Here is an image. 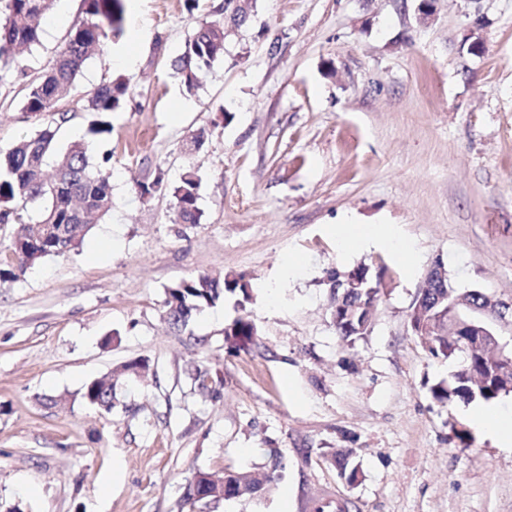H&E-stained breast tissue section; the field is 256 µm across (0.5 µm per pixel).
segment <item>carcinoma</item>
<instances>
[{
	"mask_svg": "<svg viewBox=\"0 0 512 512\" xmlns=\"http://www.w3.org/2000/svg\"><path fill=\"white\" fill-rule=\"evenodd\" d=\"M85 18L69 33L64 45L56 53L51 68L36 79H29L27 65L14 58L13 49L33 50L41 44L40 20L53 11L55 0H0V62L7 59L17 75L25 80L22 109L28 113L55 114L57 104L74 89L77 76L85 62L103 51L105 41L122 35L126 19V0H82ZM224 59V21L205 23L186 39L182 52L171 62V69L182 89L195 93L206 81L214 65ZM128 93V82L122 76L109 78L83 98L82 111L96 116L89 133L101 138L112 134V125L106 117L120 109ZM57 126L50 121L30 135L19 140L5 155L0 156V223L18 224L11 238L13 262L0 268V280H16L28 267L49 256H61L76 250L94 227V220L102 219L112 207L111 172L103 164L94 167L89 161L85 143H72L57 160L55 174L47 179L43 174L45 157L55 146ZM201 179L190 169L180 181L170 187L176 200V220L182 224H198ZM40 203L36 218L26 222L16 211V205ZM242 292L243 299L251 298L247 285L236 279H213L207 275L184 278L167 288L166 315L170 325L186 326L189 319L207 307L215 305L228 293ZM456 297L453 288H428L422 293L421 303L429 317L434 319L429 353L434 357L457 356L461 365L457 378L434 384L432 397L446 403L454 398L466 401L491 402L512 393L505 381L491 380L481 390L473 391L464 378L483 374L484 359L462 349L463 337L448 335V325L438 319L433 310L436 302L448 303ZM370 327L363 318L341 325L337 330L344 341L351 342L367 334ZM253 324L238 318L226 339L239 345L252 341ZM83 398L92 406L112 412V380L95 379L89 382ZM353 450L340 448L332 460L340 478L356 482L358 465L352 462ZM281 468L277 455H272L270 471L263 480L250 472L224 473V478L201 472L195 486H187L183 501L193 505L202 500L220 501L269 492L279 478Z\"/></svg>",
	"mask_w": 512,
	"mask_h": 512,
	"instance_id": "1",
	"label": "carcinoma"
}]
</instances>
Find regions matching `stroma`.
<instances>
[{
  "mask_svg": "<svg viewBox=\"0 0 512 512\" xmlns=\"http://www.w3.org/2000/svg\"><path fill=\"white\" fill-rule=\"evenodd\" d=\"M224 0H128L145 37L133 66L92 58L62 103L56 149L89 143L112 172V209L79 250L0 283V512H181L197 472H264L269 493L193 512H512V446L470 419V403L430 388L457 360L433 357L407 326L425 274L512 303V0H250L249 19L195 94L170 62ZM81 0H58L30 73L49 67ZM129 93L112 134L88 133L82 96L109 75ZM0 79V154L47 115L22 110ZM205 131L197 152L186 140ZM201 178L200 223L136 180ZM362 243L344 249L339 229ZM417 253L406 265L391 238ZM383 273L370 332L347 343L330 315V271ZM206 274L243 278L182 330L165 291ZM251 343L227 342L235 319ZM144 359L148 373L127 370ZM221 376L199 393L194 365ZM119 372L114 408L83 398ZM467 431L462 447L457 431ZM360 467L341 480L330 452Z\"/></svg>",
  "mask_w": 512,
  "mask_h": 512,
  "instance_id": "obj_1",
  "label": "stroma"
}]
</instances>
